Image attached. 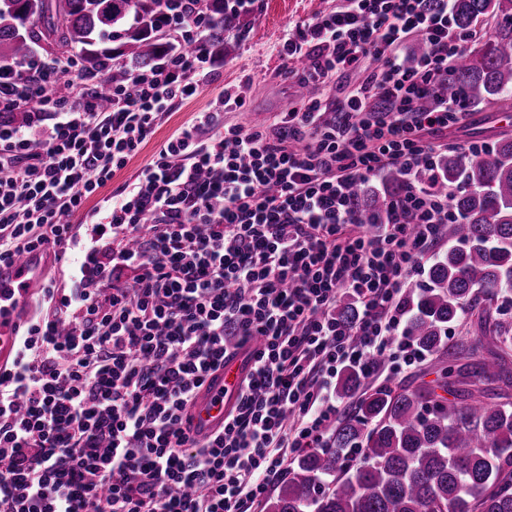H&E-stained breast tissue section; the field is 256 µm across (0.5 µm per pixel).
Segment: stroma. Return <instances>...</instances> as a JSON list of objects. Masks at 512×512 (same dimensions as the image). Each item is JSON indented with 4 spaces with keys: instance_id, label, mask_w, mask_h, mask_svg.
Here are the masks:
<instances>
[{
    "instance_id": "obj_1",
    "label": "stroma",
    "mask_w": 512,
    "mask_h": 512,
    "mask_svg": "<svg viewBox=\"0 0 512 512\" xmlns=\"http://www.w3.org/2000/svg\"><path fill=\"white\" fill-rule=\"evenodd\" d=\"M338 3L339 0H255L247 16L246 34L234 30L225 33L224 56L215 61L202 94L175 105L153 139L103 188V195H110L112 190L131 181L176 128L191 120L195 112L206 108L209 100L224 90L243 93L246 100L244 109L225 112L224 120L229 124H265L277 113L293 107L306 96L309 86L296 64L281 56L280 47L287 35L295 33L298 23L330 12ZM469 110L454 147H466L473 142L493 144L503 135H512V122L504 121V110L499 105L478 102L471 104ZM440 366L436 356L429 355L398 374L379 370L361 380L355 395L362 398L380 388L411 389L435 383Z\"/></svg>"
}]
</instances>
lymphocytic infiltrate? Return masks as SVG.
Segmentation results:
<instances>
[{
	"instance_id": "1",
	"label": "lymphocytic infiltrate",
	"mask_w": 512,
	"mask_h": 512,
	"mask_svg": "<svg viewBox=\"0 0 512 512\" xmlns=\"http://www.w3.org/2000/svg\"><path fill=\"white\" fill-rule=\"evenodd\" d=\"M166 26L195 51L161 57L135 96L112 89L108 108L102 75L72 57L18 61L0 88V262L49 243L80 254L68 285L45 284L0 373V512H256L295 453L329 447L348 409L342 370L425 358L405 296L456 220L437 160L469 108L435 87L482 27L457 29L453 0H343L282 45L311 61L300 106L230 125L245 99L222 92L89 206L203 91L207 18L176 11ZM415 39L423 53L408 52ZM359 71L330 101L328 84ZM390 167L402 193L381 223H359L355 186ZM347 297L349 323L336 317ZM242 354L223 431L195 440L197 389Z\"/></svg>"
}]
</instances>
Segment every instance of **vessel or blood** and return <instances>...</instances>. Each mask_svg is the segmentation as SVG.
Returning <instances> with one entry per match:
<instances>
[{
    "instance_id": "b4317fda",
    "label": "vessel or blood",
    "mask_w": 512,
    "mask_h": 512,
    "mask_svg": "<svg viewBox=\"0 0 512 512\" xmlns=\"http://www.w3.org/2000/svg\"><path fill=\"white\" fill-rule=\"evenodd\" d=\"M56 258L53 248L42 246L0 263V370L13 361L21 330L33 313L34 300ZM245 369V357H238L210 377L198 392L193 419L197 437L222 430L224 414Z\"/></svg>"
}]
</instances>
